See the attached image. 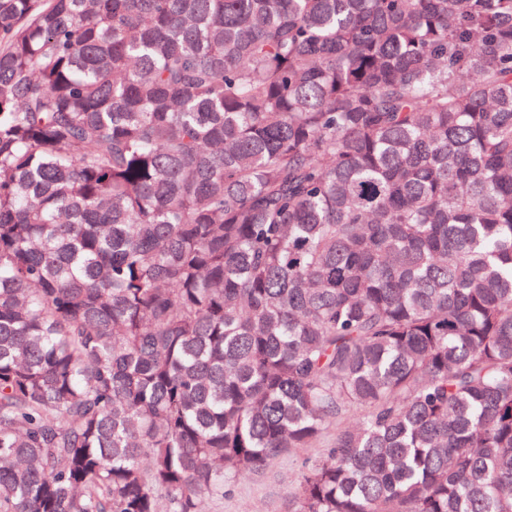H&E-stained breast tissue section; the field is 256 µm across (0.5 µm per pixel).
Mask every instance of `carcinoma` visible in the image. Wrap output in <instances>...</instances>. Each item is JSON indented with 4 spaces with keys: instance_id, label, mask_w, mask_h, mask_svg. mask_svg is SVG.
I'll use <instances>...</instances> for the list:
<instances>
[{
    "instance_id": "cac0c4a2",
    "label": "carcinoma",
    "mask_w": 512,
    "mask_h": 512,
    "mask_svg": "<svg viewBox=\"0 0 512 512\" xmlns=\"http://www.w3.org/2000/svg\"><path fill=\"white\" fill-rule=\"evenodd\" d=\"M512 512V0H0V512ZM321 448H308L298 455L284 456L255 474L236 479L224 497L209 505L210 512H289L298 473Z\"/></svg>"
}]
</instances>
